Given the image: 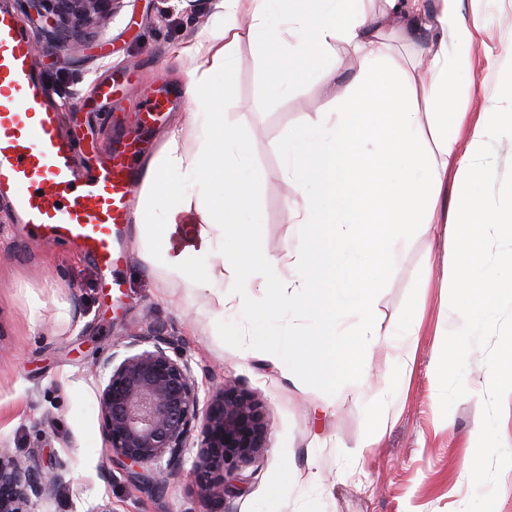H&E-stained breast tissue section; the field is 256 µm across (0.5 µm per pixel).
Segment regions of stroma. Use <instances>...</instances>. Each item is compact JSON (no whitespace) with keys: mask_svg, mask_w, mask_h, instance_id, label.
I'll return each mask as SVG.
<instances>
[{"mask_svg":"<svg viewBox=\"0 0 512 512\" xmlns=\"http://www.w3.org/2000/svg\"><path fill=\"white\" fill-rule=\"evenodd\" d=\"M457 7L481 27L469 51L448 49L474 73L473 84L453 91L466 138L482 113H512V0H459ZM220 12L218 0H198L191 14L169 11L166 0H124L92 39L35 56L36 72L62 102L60 128L77 141V170L106 162L131 142L134 166L158 152L168 131L188 117L185 64L177 54L198 34L215 31ZM381 38L402 68L413 69L427 54V37L399 26L383 29ZM266 70L256 46L242 42L224 120L248 141L262 216L252 232L284 283L296 274L298 196L281 176L279 145L354 93V73L330 78L316 68L274 96ZM156 99L164 109L148 113ZM473 163L493 174L481 205L486 215H498L512 193V133L490 129ZM122 242L120 285L103 287L93 263L73 247L30 238L0 198V445L62 475L48 512H98L104 505L110 512H207L191 475L195 450L163 492L151 495L131 487L106 447L92 366L113 353L127 355L132 335L154 326L188 358L200 402L223 381L267 410L268 449L245 469V489L225 499L224 512H512V471L500 459L503 445H512V409L485 385L487 364L512 348V300L495 299L482 335L463 347L443 289L442 241L414 233L380 274L381 327L421 319L412 372L376 349L364 368V390L339 392L331 406L322 385L308 376L289 379L262 342L266 299L243 309L230 277L220 303L182 281L162 282L142 261L132 225L123 226ZM438 355L448 362L445 387L432 365ZM465 386L471 393L463 397L458 390ZM377 392L388 407L384 424L371 401ZM480 420L493 437L476 448L469 436ZM472 457L479 466L464 470Z\"/></svg>","mask_w":512,"mask_h":512,"instance_id":"35a3bbf8","label":"stroma"}]
</instances>
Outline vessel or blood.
I'll return each instance as SVG.
<instances>
[{
	"mask_svg": "<svg viewBox=\"0 0 512 512\" xmlns=\"http://www.w3.org/2000/svg\"><path fill=\"white\" fill-rule=\"evenodd\" d=\"M57 125L30 39L0 0V194L33 236L75 246L110 274L122 259L119 226L135 191L131 158L123 149L77 173L75 144Z\"/></svg>",
	"mask_w": 512,
	"mask_h": 512,
	"instance_id": "vessel-or-blood-1",
	"label": "vessel or blood"
}]
</instances>
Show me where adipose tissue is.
Segmentation results:
<instances>
[{"label": "adipose tissue", "mask_w": 512, "mask_h": 512, "mask_svg": "<svg viewBox=\"0 0 512 512\" xmlns=\"http://www.w3.org/2000/svg\"><path fill=\"white\" fill-rule=\"evenodd\" d=\"M366 0H221L227 18L217 32L199 34L188 47L196 65L185 94L193 105L190 122L172 130L158 155L142 167L139 204L133 215L136 237L144 241L142 260L164 269L187 287L220 294L225 275H233L244 295L274 293L279 305L310 320L307 330L275 327L269 335L289 367L302 370L328 391L359 388L363 366L373 349L398 352L411 370L419 322L408 319L396 330L381 329L376 317L379 272L364 254L368 225L380 232L388 257H396L414 231L431 233L438 194L449 167L459 175L445 223L444 286L448 303L461 297L484 300L500 290L512 292V195L500 204L497 219L485 220L481 195L487 170L468 158L483 145L485 130L506 117L487 112L460 147L463 116L449 89L472 80L470 66L448 58L449 46L471 48L478 24L461 20L457 0H440L426 21L425 0H387L393 17L416 29L430 23L434 45L423 76L391 67L390 49L378 35L383 18ZM257 44L268 60L267 83L278 94L305 77L311 65L336 70L335 43L357 65V94L343 98L332 112L317 113L281 146L283 177L299 192L315 185L298 209L293 255L297 276L273 291L258 278L255 265H270L251 236L260 216L253 205L259 179L238 130L224 121L223 79L238 61L242 40ZM424 95L436 112L421 117L411 102ZM165 201V223L152 222L157 201ZM189 222L183 245L172 240ZM511 247L494 268L469 258L479 226ZM357 252L368 277L349 292L336 286L340 257Z\"/></svg>", "instance_id": "1"}]
</instances>
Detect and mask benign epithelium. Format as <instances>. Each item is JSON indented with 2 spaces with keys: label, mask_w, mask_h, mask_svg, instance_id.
<instances>
[{
  "label": "benign epithelium",
  "mask_w": 512,
  "mask_h": 512,
  "mask_svg": "<svg viewBox=\"0 0 512 512\" xmlns=\"http://www.w3.org/2000/svg\"><path fill=\"white\" fill-rule=\"evenodd\" d=\"M42 33L60 46L86 38V25H107L123 0H24ZM147 347L114 364L111 354L94 364L106 378L99 391L108 450L139 490L156 493L180 468L187 448L197 449L192 475L216 505L241 490L243 470L267 448L266 410L249 393L215 387L199 419L198 386L189 360L152 330ZM62 475L47 477L33 461L0 448V512H38Z\"/></svg>",
  "instance_id": "obj_1"
}]
</instances>
